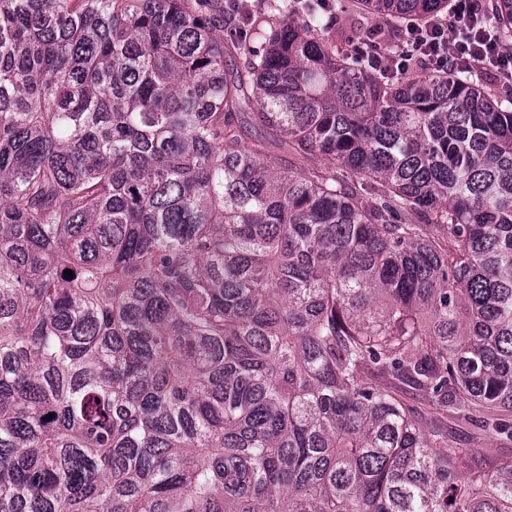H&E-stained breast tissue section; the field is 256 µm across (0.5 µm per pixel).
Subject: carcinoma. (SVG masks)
I'll list each match as a JSON object with an SVG mask.
<instances>
[{
  "label": "carcinoma",
  "instance_id": "cac0c4a2",
  "mask_svg": "<svg viewBox=\"0 0 512 512\" xmlns=\"http://www.w3.org/2000/svg\"><path fill=\"white\" fill-rule=\"evenodd\" d=\"M222 24L0 0V512H512L392 385L512 440V98L375 70L312 0Z\"/></svg>",
  "mask_w": 512,
  "mask_h": 512
}]
</instances>
